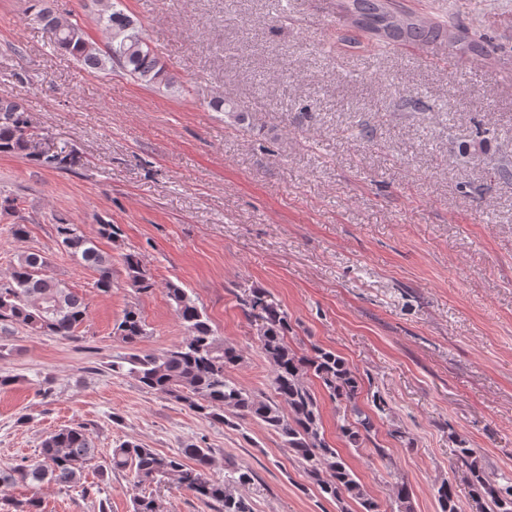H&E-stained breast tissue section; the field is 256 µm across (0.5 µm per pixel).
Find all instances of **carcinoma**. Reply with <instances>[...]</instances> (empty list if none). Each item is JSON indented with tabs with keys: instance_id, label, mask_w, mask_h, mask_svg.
<instances>
[{
	"instance_id": "carcinoma-1",
	"label": "carcinoma",
	"mask_w": 512,
	"mask_h": 512,
	"mask_svg": "<svg viewBox=\"0 0 512 512\" xmlns=\"http://www.w3.org/2000/svg\"><path fill=\"white\" fill-rule=\"evenodd\" d=\"M93 21L107 35L103 46L92 40L77 19L63 17L35 0L33 20L47 34L55 51L78 61L84 69L108 74L120 71L134 81L154 88H169L177 77L164 64L146 37H134L130 26L136 22L127 15L122 0H96ZM340 9L347 23L370 36L375 46L390 42L421 44L449 34H460L464 41L459 54L488 56L484 43L461 29H444L396 11L391 0H341ZM216 112H223L237 124L245 113L229 98L218 95L209 101ZM36 135L29 129L24 107L11 97L0 98V153L21 155L42 166L67 170L74 164L73 151L63 145L52 154L35 151ZM56 242L78 265L97 273L95 287L102 293L112 290V259L99 248L98 239L119 235L116 224L103 222L98 237H89L78 225L60 221L54 225ZM46 258L39 252L18 255L10 276L0 281V331L10 332L18 325L32 335L70 338L88 317L84 297L62 279L45 273ZM128 282L138 293L153 290L151 275L133 254L123 257ZM167 297L186 336L160 352L135 353L112 361V371H127L139 387L182 403L199 416L220 424L236 420H256L273 430L294 461L319 485L322 492L349 512L351 504L360 512H379L359 477L349 468L325 438L321 407L308 379L316 378L329 398L351 406L354 419L339 426L344 441L358 449L375 429L374 417L355 403L360 390L358 377L335 352L313 347L309 354L298 353L288 342V314L267 294L253 290L241 299L244 315L258 324V347L270 367L271 395L260 399L235 383L229 370L245 362L244 351L215 336L206 313L180 285L166 284ZM122 343L135 346L149 336L139 308L125 309L114 329ZM457 461L464 467L474 502L483 512H512V475L491 477L477 451L459 441ZM97 454L95 443L82 426L66 427L46 436L40 452L29 464L0 467V488L17 483L38 486L44 482L61 487L81 484L84 471ZM191 463H186L185 459ZM210 449L198 443L185 446L182 455H162L136 441H125L112 451L110 470L128 469L139 484L156 488H177L218 507V512H253L239 489L251 484L247 469L228 472L221 481L209 477ZM399 512H413L411 487L401 482L395 487ZM440 512H459L453 486L444 481L437 488ZM133 512H166L162 500L153 495L134 499Z\"/></svg>"
}]
</instances>
